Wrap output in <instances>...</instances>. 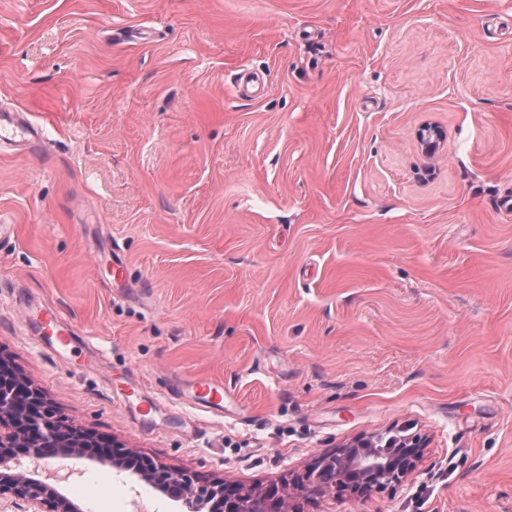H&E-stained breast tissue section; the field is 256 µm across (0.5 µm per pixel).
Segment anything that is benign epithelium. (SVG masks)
Here are the masks:
<instances>
[{
    "label": "benign epithelium",
    "mask_w": 512,
    "mask_h": 512,
    "mask_svg": "<svg viewBox=\"0 0 512 512\" xmlns=\"http://www.w3.org/2000/svg\"><path fill=\"white\" fill-rule=\"evenodd\" d=\"M423 149L431 154L443 141L442 133L425 127L419 134ZM95 446L86 431L67 429L51 420L42 392L0 358V496L9 494L24 501V512H81L78 504L35 472L14 470L15 449L23 448L32 459L88 457ZM420 438H406L386 455L361 453L355 446L320 456L286 491L216 481L197 485L191 476L174 474L137 452L115 445L98 463L132 470L159 492L170 496L188 512H301L295 503L305 494H321L329 486L363 495L372 489L394 488L415 473L423 456Z\"/></svg>",
    "instance_id": "obj_1"
}]
</instances>
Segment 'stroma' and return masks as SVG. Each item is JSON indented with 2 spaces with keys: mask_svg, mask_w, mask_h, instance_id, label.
<instances>
[{
  "mask_svg": "<svg viewBox=\"0 0 512 512\" xmlns=\"http://www.w3.org/2000/svg\"><path fill=\"white\" fill-rule=\"evenodd\" d=\"M1 112L39 135L0 146V357L58 424L258 488L418 434L304 512H512V0H0ZM75 466L83 512H185ZM26 317L28 322L36 321L37 326L50 334L51 338L55 337L59 344H68L72 330L53 309L28 305L26 307Z\"/></svg>",
  "mask_w": 512,
  "mask_h": 512,
  "instance_id": "35a3bbf8",
  "label": "stroma"
}]
</instances>
